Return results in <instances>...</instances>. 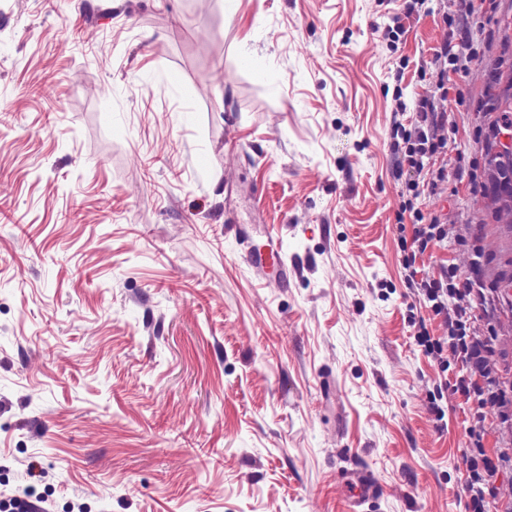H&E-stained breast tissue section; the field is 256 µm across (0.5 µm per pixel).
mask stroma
I'll list each match as a JSON object with an SVG mask.
<instances>
[{
    "instance_id": "1",
    "label": "stroma",
    "mask_w": 512,
    "mask_h": 512,
    "mask_svg": "<svg viewBox=\"0 0 512 512\" xmlns=\"http://www.w3.org/2000/svg\"><path fill=\"white\" fill-rule=\"evenodd\" d=\"M0 0V500L40 512H466L462 361L405 284L400 225L439 218L503 396L493 512H512V303L483 209L489 71L512 0ZM401 21L398 37L386 29ZM447 49V70L432 59ZM434 95L435 166L398 171V102ZM279 239L278 283L226 227ZM38 463L40 477L29 475ZM348 487L351 489V505L359 506L373 498L377 493L376 485L362 472H354L347 478Z\"/></svg>"
}]
</instances>
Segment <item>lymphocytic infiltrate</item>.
Returning <instances> with one entry per match:
<instances>
[{"mask_svg":"<svg viewBox=\"0 0 512 512\" xmlns=\"http://www.w3.org/2000/svg\"><path fill=\"white\" fill-rule=\"evenodd\" d=\"M402 140V145L394 149L397 164L418 172L430 164L439 147L434 137L421 128L415 133L403 134ZM406 285L416 289L433 314L443 317L448 326L447 336L439 338L430 336L427 328H420L415 336L417 345L433 356L451 351L460 355L466 364L464 372L453 385H440L439 390L459 394L472 405L468 437L477 453L470 460L468 509L469 512H490L495 498L493 482L497 467L482 452L481 446L486 419L483 409L488 402L494 401L495 394L490 386L480 385L474 378L475 371L480 368L478 358L482 343L471 332L470 309L466 305L467 300L475 296L473 284L471 280L459 278L454 269L448 267L436 279L419 280L408 276Z\"/></svg>","mask_w":512,"mask_h":512,"instance_id":"1","label":"lymphocytic infiltrate"}]
</instances>
